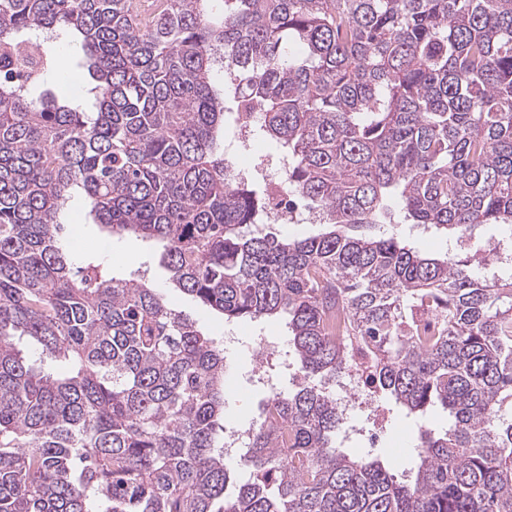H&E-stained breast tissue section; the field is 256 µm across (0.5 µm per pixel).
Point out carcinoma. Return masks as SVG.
Segmentation results:
<instances>
[{
	"instance_id": "cac0c4a2",
	"label": "carcinoma",
	"mask_w": 512,
	"mask_h": 512,
	"mask_svg": "<svg viewBox=\"0 0 512 512\" xmlns=\"http://www.w3.org/2000/svg\"><path fill=\"white\" fill-rule=\"evenodd\" d=\"M0 0V512H512V276L414 251L402 222L512 238V0ZM79 49L83 100L29 96L33 28ZM237 66L217 86L216 66ZM288 157L281 202L329 225L270 237L233 173L224 95ZM161 244L224 320L288 316L308 384L269 396L224 464V341L151 285L75 257ZM360 361L420 431L411 483L334 446L322 380Z\"/></svg>"
}]
</instances>
